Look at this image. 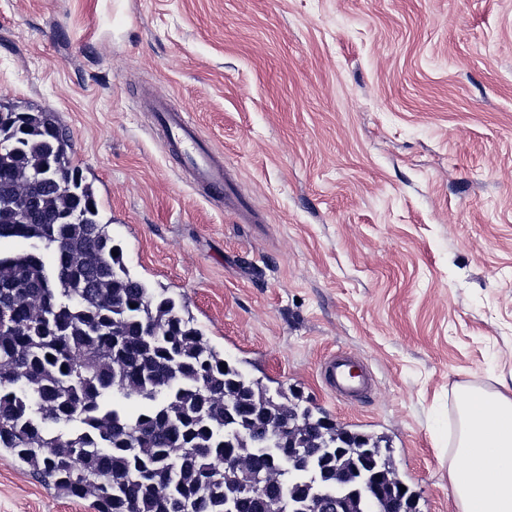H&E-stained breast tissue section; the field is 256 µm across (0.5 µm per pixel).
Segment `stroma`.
Listing matches in <instances>:
<instances>
[{
	"label": "stroma",
	"mask_w": 512,
	"mask_h": 512,
	"mask_svg": "<svg viewBox=\"0 0 512 512\" xmlns=\"http://www.w3.org/2000/svg\"><path fill=\"white\" fill-rule=\"evenodd\" d=\"M0 107L56 115L130 273L225 357L383 437L420 512H460L454 395L512 377V0H0ZM339 349L366 398L326 389ZM0 512L94 510L2 452ZM155 119L167 133L172 144L189 145L184 152V165L190 170L194 181L208 187L218 196L224 194V164L213 154L206 143L199 141L198 131L186 112L175 108L163 96L155 99Z\"/></svg>",
	"instance_id": "35a3bbf8"
}]
</instances>
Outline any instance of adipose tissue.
<instances>
[{"label":"adipose tissue","instance_id":"1","mask_svg":"<svg viewBox=\"0 0 512 512\" xmlns=\"http://www.w3.org/2000/svg\"><path fill=\"white\" fill-rule=\"evenodd\" d=\"M456 453L467 467L450 474L461 512H512V386L456 395Z\"/></svg>","mask_w":512,"mask_h":512}]
</instances>
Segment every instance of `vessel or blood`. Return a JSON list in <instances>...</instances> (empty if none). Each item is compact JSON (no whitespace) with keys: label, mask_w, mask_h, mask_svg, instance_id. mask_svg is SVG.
<instances>
[{"label":"vessel or blood","mask_w":512,"mask_h":512,"mask_svg":"<svg viewBox=\"0 0 512 512\" xmlns=\"http://www.w3.org/2000/svg\"><path fill=\"white\" fill-rule=\"evenodd\" d=\"M155 119L166 131L171 143L185 146L184 164L194 181L216 195H223L224 165L206 143L200 142L198 131L188 114L161 96L155 100ZM322 373L328 390L345 399L362 396L371 384L361 364L344 353L329 354L322 363Z\"/></svg>","instance_id":"obj_1"}]
</instances>
